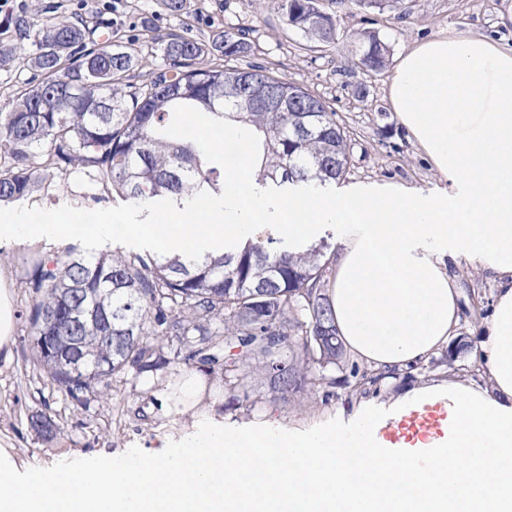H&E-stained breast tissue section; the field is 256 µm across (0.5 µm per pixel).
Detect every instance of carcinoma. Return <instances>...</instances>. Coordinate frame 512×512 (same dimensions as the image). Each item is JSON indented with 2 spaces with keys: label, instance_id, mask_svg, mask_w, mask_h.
Instances as JSON below:
<instances>
[{
  "label": "carcinoma",
  "instance_id": "obj_1",
  "mask_svg": "<svg viewBox=\"0 0 512 512\" xmlns=\"http://www.w3.org/2000/svg\"><path fill=\"white\" fill-rule=\"evenodd\" d=\"M353 13L401 9L404 0H338ZM309 43L329 47L340 36L336 16L320 0H270ZM16 37L36 46L29 58L41 76L0 113V202L21 201L57 176L79 171L107 195L183 205L192 195L224 197L226 156L181 141L173 115L203 112L211 126L242 121L262 145L258 180L281 186L343 179L351 164L347 128L318 95L259 67H199L207 45L191 37L163 40L168 66L129 82L155 46L135 40L92 48L98 27L82 20L21 19ZM226 57L252 51L245 31L213 42ZM388 46L369 33L354 65L381 74ZM280 92L288 110L239 106L245 80ZM38 153L46 160L35 166ZM249 239L233 253L168 257L156 251L81 254L68 246L26 261L25 287L35 299L29 316L36 359L59 392L74 395L131 369L157 371L178 359L207 367L230 406L247 373L260 370L272 400L298 395L326 402L336 390L367 395L388 380L414 379V365L389 373L360 368L337 334L326 294L335 253L301 254ZM78 337L81 365L67 357ZM180 348L173 349L172 343Z\"/></svg>",
  "mask_w": 512,
  "mask_h": 512
}]
</instances>
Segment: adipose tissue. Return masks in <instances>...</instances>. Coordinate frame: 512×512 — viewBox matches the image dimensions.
Masks as SVG:
<instances>
[{"instance_id":"ef3b65f1","label":"adipose tissue","mask_w":512,"mask_h":512,"mask_svg":"<svg viewBox=\"0 0 512 512\" xmlns=\"http://www.w3.org/2000/svg\"><path fill=\"white\" fill-rule=\"evenodd\" d=\"M389 101L401 125L448 185H354L278 201L241 200L255 164L224 172V201L192 199L188 224L144 234L181 253L187 240L216 246L252 234L273 215L291 238L352 221L327 292L347 352L377 372L440 355L460 320L456 268L473 260L496 286L480 343L487 382L455 379L409 388L389 407L448 401V433L414 449L376 447L377 412L359 403L348 447L335 428L284 432L267 422L238 432L196 417L191 432L154 454H101L45 470L0 448V512H512V48L482 34L415 42L399 59ZM275 438L262 458L258 442ZM262 472L253 489L238 472ZM308 485L299 496L295 483Z\"/></svg>"}]
</instances>
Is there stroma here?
<instances>
[{
	"mask_svg": "<svg viewBox=\"0 0 512 512\" xmlns=\"http://www.w3.org/2000/svg\"><path fill=\"white\" fill-rule=\"evenodd\" d=\"M405 14L371 8L355 14L330 5L341 38L330 50L302 49L303 37L287 25L280 14L270 11L265 0H189L178 16L165 14L157 0H11L0 8V24L18 17L40 18L52 12L59 21L103 14L127 34L154 43L164 35L188 33L209 42L228 29L245 28L257 44L250 64L259 66L291 83L320 95L342 120L351 136L352 161L348 174L321 190L333 194L355 184L395 182L423 189L445 187L444 178L418 150L393 112L388 85L401 53L415 41L465 33H481L505 47H512V0H406ZM373 31L387 44L390 70L369 74L354 66V50L364 32ZM29 43H21L12 62L0 66V112L8 111L13 99L25 89L32 72L27 58ZM0 211L12 212L18 221L43 215L59 224H74L78 233L46 238L37 243L0 242V283L11 288L15 306V343L10 356L0 355V445L17 461L51 468L63 460L93 456L102 452L121 455L136 449L144 453L160 447L169 437L190 426V415L160 397L161 385L177 382L187 369L198 370L190 361L167 369L138 374L127 372L109 378L96 392L71 397L59 392L33 358L28 317L33 305L31 289L22 283V263L32 254L53 255L68 245L84 253L129 252L153 248L145 237L124 236L98 239L84 233L95 224H181L186 210L166 213L151 202L119 195L103 199L88 178L78 172L53 183L27 200L0 204ZM461 318L457 335L466 337L472 350L448 367L451 378L480 380L481 371L474 351L487 319L494 283L477 265L459 269ZM249 400L261 402L257 412L226 406L223 389L206 397L200 410L223 418L225 425L250 427L273 417L284 428L310 431L331 423L343 429L356 404L346 390L334 398L303 399L284 407L271 403L265 377L249 374L241 390ZM50 418L56 429L52 438L41 437L31 426V417Z\"/></svg>",
	"mask_w": 512,
	"mask_h": 512,
	"instance_id": "obj_1",
	"label": "stroma"
}]
</instances>
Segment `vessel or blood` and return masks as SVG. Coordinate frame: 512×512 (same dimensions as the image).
<instances>
[{
  "instance_id": "1",
  "label": "vessel or blood",
  "mask_w": 512,
  "mask_h": 512,
  "mask_svg": "<svg viewBox=\"0 0 512 512\" xmlns=\"http://www.w3.org/2000/svg\"><path fill=\"white\" fill-rule=\"evenodd\" d=\"M448 427V409L444 404H424L405 411L397 420L380 430L382 445L402 448L414 444L416 438H439Z\"/></svg>"
}]
</instances>
